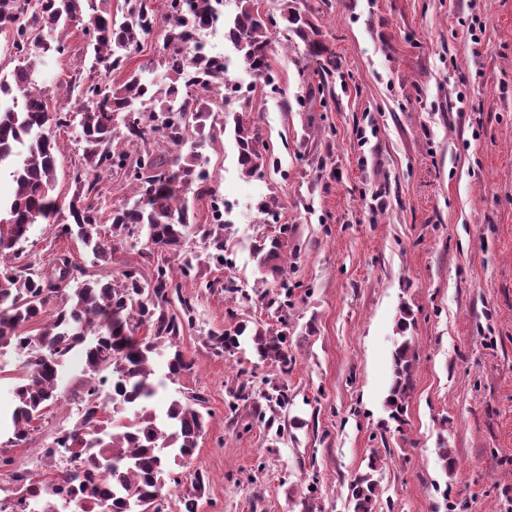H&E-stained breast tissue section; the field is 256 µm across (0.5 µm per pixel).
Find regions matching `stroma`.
Wrapping results in <instances>:
<instances>
[{
  "mask_svg": "<svg viewBox=\"0 0 512 512\" xmlns=\"http://www.w3.org/2000/svg\"><path fill=\"white\" fill-rule=\"evenodd\" d=\"M479 15V46L467 25ZM336 54V102L307 111L254 93L251 115L277 168L241 176L231 133L205 149L212 185L247 210L224 240L230 267H201L183 293L195 302L182 347L195 362L181 388L203 392L208 416L191 470L208 478L198 512H350L347 485L379 454V498L394 512H435V485L450 484L457 512H504L512 502V0H328L315 15ZM63 53L35 58L51 86L89 65L87 38L65 32ZM367 130L359 143L358 130ZM76 128L58 131L55 193L63 205L34 225L27 252L67 250L86 272L79 242L55 238L69 222L70 176L81 161ZM275 198L291 226L288 336L296 364L281 431L253 425L224 403L245 376L279 383L252 350L218 357L208 331L237 318L266 321L261 304L224 292L231 278L264 293L252 245L268 233L255 212ZM409 306L416 359L401 430L388 427L396 322ZM81 369L36 424L41 446L72 426ZM451 449L456 470L441 469ZM320 487L308 499L309 484ZM312 510H305L304 500Z\"/></svg>",
  "mask_w": 512,
  "mask_h": 512,
  "instance_id": "obj_1",
  "label": "stroma"
}]
</instances>
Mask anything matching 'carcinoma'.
<instances>
[{
    "label": "carcinoma",
    "mask_w": 512,
    "mask_h": 512,
    "mask_svg": "<svg viewBox=\"0 0 512 512\" xmlns=\"http://www.w3.org/2000/svg\"><path fill=\"white\" fill-rule=\"evenodd\" d=\"M188 22L164 26L161 65L167 81L148 82L149 66L128 68L129 59L167 16H158L153 0H0V35L19 61L13 71L0 76V97L21 95L20 109H0V172L13 182L9 198H0V352L23 357L12 392L16 401L11 415L12 436L5 445L25 443L45 408L62 399L59 372L68 353L82 350L89 376L82 383V417L68 429L66 447L76 471L64 475L66 485L81 483L79 468L99 475L105 482L92 504L69 491L58 512H150L166 488L181 491L182 512H197L205 493V476H186L175 470L191 460L203 435L207 398L201 392L179 393L161 400L167 383L177 384L193 372L194 361L182 351L184 330L193 324L195 307L181 295L183 282L197 277L196 268L210 263L224 265V231L229 226L213 221L198 224L204 250L191 257L183 251L190 229L192 200L213 194L202 170L203 150L226 130L216 126L214 108L224 100V73L212 67L194 42L196 27L216 14L220 0H191ZM236 16L229 34L244 66L271 96L283 94L271 66L275 36L287 32L303 46L301 87L296 101L307 107L316 91L325 90L336 70V55L321 39L308 18L312 9H301L297 0H275L261 11V0H234ZM81 29L89 36V71L76 73L62 88L64 100L55 102L43 88L28 81L31 57L61 50L44 31ZM97 71L104 73L98 80ZM121 75L110 80L112 73ZM196 93V107L183 112L178 101ZM148 101L152 111L140 120L127 121L137 102ZM249 102L232 111L233 132L242 174L262 175L274 153L261 140V130L246 112ZM80 117L77 145L82 160L71 174L74 192L68 203L72 223L55 225V237L76 239L96 262L112 260V243L144 234L150 246L142 258L150 261L154 250L169 259L152 263L150 278L142 279L136 267L122 272V279H81L83 271L66 254L46 267L26 253L23 244L30 228L58 212L57 184L60 141L53 130L66 128ZM156 143L168 150L158 154ZM108 172L122 173L133 187V202L114 205L102 224L105 198L102 180ZM262 223L278 230L254 246L257 268L265 279L281 288L269 300L279 327L260 321L239 320L220 332H209L203 344L216 356H233L242 343L251 345L259 360L288 373L295 357L288 343V276L285 248L288 225L278 223L273 199L257 206ZM178 301L180 309L173 307ZM168 353L166 379L154 381L152 362ZM414 353L408 339L393 353L394 382L388 406L390 418L402 425ZM109 379L112 397L97 392L99 380ZM252 408L258 425L272 428L267 412L285 411L290 404L288 387L281 385L255 398L242 384L230 394L229 418L240 404ZM378 457L372 456L368 472L349 485L352 512H378Z\"/></svg>",
    "instance_id": "obj_1"
}]
</instances>
